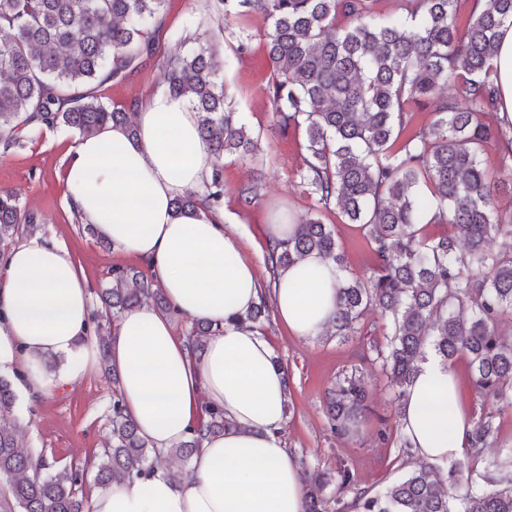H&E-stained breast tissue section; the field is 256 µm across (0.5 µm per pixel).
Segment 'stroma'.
<instances>
[{
  "instance_id": "obj_1",
  "label": "stroma",
  "mask_w": 512,
  "mask_h": 512,
  "mask_svg": "<svg viewBox=\"0 0 512 512\" xmlns=\"http://www.w3.org/2000/svg\"><path fill=\"white\" fill-rule=\"evenodd\" d=\"M215 0H168L158 23L151 27L155 56L122 80L108 82L104 95L112 106L129 107L163 91L159 59L170 55L175 37H185L186 49L216 36L217 75L223 81L228 101L240 112L248 128L259 137L256 161L224 163V225L243 245L262 280L270 274L264 264L269 236L268 214L283 205L298 218L315 209V200L301 187L297 171L305 153L304 129L277 125L264 88L269 76L268 21L260 14L219 20ZM248 48L237 53L239 40ZM75 133L42 129L8 153H0V190L18 193L22 205L42 220L41 236L57 240L82 268L93 288L105 287L115 267H138V260L114 248H105L88 232L64 199L66 150ZM261 178L258 199L240 206L239 188L252 178ZM324 223L334 225L336 238L349 268L368 271L371 256L356 225L325 213ZM264 334L276 356L287 365L290 391L283 441L296 459L323 467L347 466L355 476V488L377 494L402 478L407 469L397 458L394 441L383 440L385 420L392 413L391 391L378 368H368L370 404L373 414L349 440L330 431L324 412L325 391L337 373L359 363L366 342L356 335L348 339L298 338L277 320L266 321ZM112 380L96 370L53 389L31 402L18 399L16 418L27 419L19 428L21 448L44 459L56 470L77 463L104 448L109 439Z\"/></svg>"
}]
</instances>
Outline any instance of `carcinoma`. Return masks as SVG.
Returning a JSON list of instances; mask_svg holds the SVG:
<instances>
[{
	"mask_svg": "<svg viewBox=\"0 0 512 512\" xmlns=\"http://www.w3.org/2000/svg\"><path fill=\"white\" fill-rule=\"evenodd\" d=\"M166 0H0V147L20 144L42 128L89 136L109 125L130 135L136 128L124 109L104 101L100 88L123 70L151 58L149 25ZM379 0H237L241 16L260 13L271 22L267 80L279 125L302 127L306 155L298 177L316 201V212L334 211L364 232L373 267L368 276L347 269L332 225L308 216L285 240H267L266 267L276 275L316 252L339 273L334 335L370 333L371 362L394 389L397 407L419 364L433 356L445 367L467 358L473 386L493 407L466 432L465 459L447 470L420 463L407 476L372 495L358 490L356 512H512V451L494 458L486 447L496 419L512 410V341L500 325L512 320V246L493 242L512 236V210L495 203V181L482 155L497 150L511 171L512 121L498 117V86L490 61L497 32L512 20V0H400V11L383 12ZM467 20L460 24V10ZM167 92L187 96L198 112L200 135L214 156L206 183L210 205L224 200V158L252 160L254 139L226 100L216 79L214 49L178 51L164 63ZM432 103L434 117L414 124L415 112ZM190 191L174 201L180 213L196 210ZM449 226L432 236L427 228ZM38 215L13 191H0V242L21 231L32 235ZM152 297L170 311L163 289L134 268H115L98 293L91 333L107 353L118 318ZM270 301L240 322L258 328ZM218 331L192 319L190 344L201 349ZM112 377L110 443L81 466L43 477L46 463L17 441L13 382L0 375V481L6 512H90L83 493L88 470L100 485L146 481L163 457L191 462L206 434L232 422L220 410L186 441L160 450L139 435L126 415L116 372ZM325 414L337 436H350L366 417L363 371L336 376L326 390ZM304 512H341L353 483L346 467L302 469Z\"/></svg>",
	"mask_w": 512,
	"mask_h": 512,
	"instance_id": "cac0c4a2",
	"label": "carcinoma"
}]
</instances>
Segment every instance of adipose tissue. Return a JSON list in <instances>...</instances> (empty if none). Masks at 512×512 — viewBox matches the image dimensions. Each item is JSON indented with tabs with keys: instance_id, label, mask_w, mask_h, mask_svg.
Instances as JSON below:
<instances>
[{
	"instance_id": "adipose-tissue-1",
	"label": "adipose tissue",
	"mask_w": 512,
	"mask_h": 512,
	"mask_svg": "<svg viewBox=\"0 0 512 512\" xmlns=\"http://www.w3.org/2000/svg\"><path fill=\"white\" fill-rule=\"evenodd\" d=\"M498 112L512 120V26H504L493 59ZM136 136L109 126L69 146L64 198L81 223L144 264L171 306L125 312L110 340L127 415L154 447L188 440L202 406L223 410L232 428L208 435L188 475L175 483L160 469L147 481L97 488L93 512H303L304 483L285 448L289 377L258 329L240 323L268 296L296 337L325 330L335 308L336 275L309 254L263 287L239 241L224 229L223 207L177 214L173 203L202 191L214 158L187 97L152 95L135 114ZM0 372L24 368L27 400L77 379L100 362L90 334V286L67 248L31 239L0 256ZM219 324L203 349L176 336L174 314ZM67 357L57 378L40 368ZM469 427L453 369L423 363L408 389L401 431L431 464L461 457Z\"/></svg>"
}]
</instances>
